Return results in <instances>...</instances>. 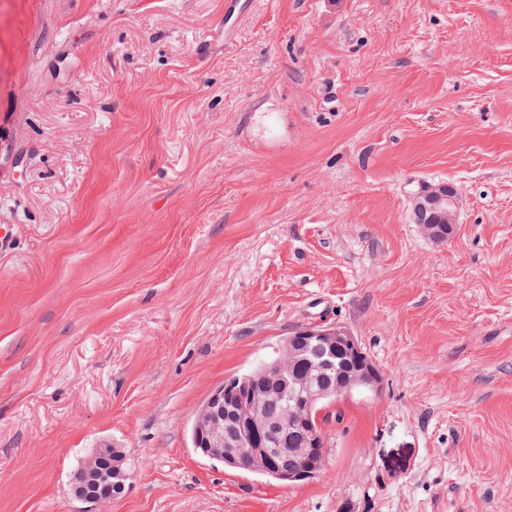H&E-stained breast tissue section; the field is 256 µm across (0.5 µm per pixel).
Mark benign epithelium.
<instances>
[{"mask_svg": "<svg viewBox=\"0 0 512 512\" xmlns=\"http://www.w3.org/2000/svg\"><path fill=\"white\" fill-rule=\"evenodd\" d=\"M456 192L448 184L435 185L414 199L413 220L417 224H447L455 226L454 200ZM298 334L320 343L336 344L340 340L347 347L355 346V339L340 326L309 327ZM254 402L239 409L225 410L224 387L214 390L199 410L192 427L194 447L202 449L205 456L227 464L246 463L279 479L303 480L314 475L311 466L299 472H290L263 448L267 426ZM239 421L241 433L235 447L224 450V417ZM112 457V447L106 445L96 449L75 473L72 482L73 495L86 503L103 505L113 499L112 492L101 493L92 487L103 482L112 486V471H103L102 463Z\"/></svg>", "mask_w": 512, "mask_h": 512, "instance_id": "7a95c632", "label": "benign epithelium"}]
</instances>
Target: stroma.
I'll use <instances>...</instances> for the list:
<instances>
[{
    "instance_id": "1",
    "label": "stroma",
    "mask_w": 512,
    "mask_h": 512,
    "mask_svg": "<svg viewBox=\"0 0 512 512\" xmlns=\"http://www.w3.org/2000/svg\"><path fill=\"white\" fill-rule=\"evenodd\" d=\"M225 2L0 0V512H512V0ZM317 324L380 378L319 475L200 454L209 394ZM456 192L448 184H439L416 196L413 205L415 224H448L455 226ZM112 458V447L105 445L89 455L79 470L75 473L72 482L73 495L86 503L94 505H103L109 503L114 496L110 491L112 487V468L109 471H103L102 463L104 460ZM106 482L109 488L107 493L92 491L91 488Z\"/></svg>"
}]
</instances>
